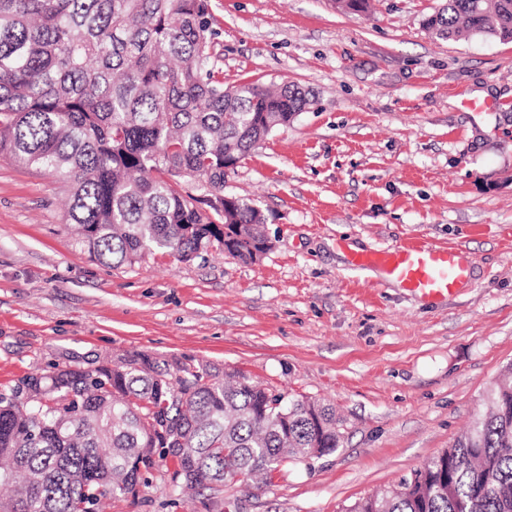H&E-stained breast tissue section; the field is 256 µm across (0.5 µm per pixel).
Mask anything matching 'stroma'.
Listing matches in <instances>:
<instances>
[{
	"label": "stroma",
	"mask_w": 512,
	"mask_h": 512,
	"mask_svg": "<svg viewBox=\"0 0 512 512\" xmlns=\"http://www.w3.org/2000/svg\"><path fill=\"white\" fill-rule=\"evenodd\" d=\"M443 0H208L225 86L291 82L313 102L224 176L270 250L110 267L66 224L67 187L0 155V392L49 366L148 352L238 369L331 405L341 448L291 461L245 512H345L442 452L512 363V42L440 40ZM452 245L471 268L424 300L350 268L368 250ZM99 512H224L166 468Z\"/></svg>",
	"instance_id": "stroma-1"
}]
</instances>
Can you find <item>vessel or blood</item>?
I'll list each match as a JSON object with an SVG mask.
<instances>
[{
  "mask_svg": "<svg viewBox=\"0 0 512 512\" xmlns=\"http://www.w3.org/2000/svg\"><path fill=\"white\" fill-rule=\"evenodd\" d=\"M350 263L353 269L375 271L382 282L424 299L448 298L470 275L459 249L422 242L355 252Z\"/></svg>",
  "mask_w": 512,
  "mask_h": 512,
  "instance_id": "b4317fda",
  "label": "vessel or blood"
}]
</instances>
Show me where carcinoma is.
Returning a JSON list of instances; mask_svg holds the SVG:
<instances>
[{"label":"carcinoma","instance_id":"cac0c4a2","mask_svg":"<svg viewBox=\"0 0 512 512\" xmlns=\"http://www.w3.org/2000/svg\"><path fill=\"white\" fill-rule=\"evenodd\" d=\"M440 39L512 40V0H445ZM207 0H0V153L69 187L67 223L96 260L132 265L219 245L259 258L262 212L224 171L311 104L295 84L224 87ZM203 179L207 214L182 183ZM341 447L335 410L246 374L147 353L54 368L0 392V512H98L135 497L154 456L181 492ZM347 512H512V363L469 430Z\"/></svg>","mask_w":512,"mask_h":512}]
</instances>
